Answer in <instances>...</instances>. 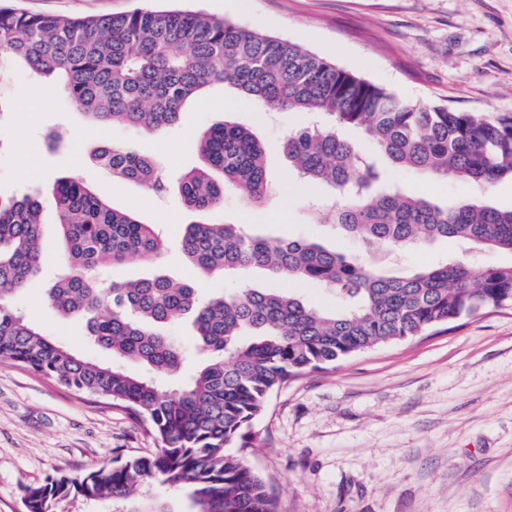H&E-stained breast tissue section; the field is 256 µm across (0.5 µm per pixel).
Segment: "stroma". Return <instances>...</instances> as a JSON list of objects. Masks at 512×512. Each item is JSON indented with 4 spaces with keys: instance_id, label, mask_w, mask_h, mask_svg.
<instances>
[{
    "instance_id": "obj_1",
    "label": "stroma",
    "mask_w": 512,
    "mask_h": 512,
    "mask_svg": "<svg viewBox=\"0 0 512 512\" xmlns=\"http://www.w3.org/2000/svg\"><path fill=\"white\" fill-rule=\"evenodd\" d=\"M147 0H22L34 14L107 16ZM157 7L198 10L302 45L337 67L401 97L459 112L512 116V0H157ZM232 118L263 143L273 189L258 203L228 193L211 223L240 225L253 235L310 238L354 256L366 249L338 234L334 201L321 187L298 182L283 142L308 124L298 112H261L221 85L191 103L182 121L145 134L87 122L62 89L22 67L0 82V194L40 193L43 263L39 280L16 304L46 336L75 353L108 362L83 323L59 317L45 291L63 270L54 181L72 173L115 207L136 213L177 241L198 221L178 193L158 196L104 174L92 150L129 142L177 176L201 164L198 140ZM37 162L19 172L21 150ZM406 194L437 201L474 194L452 179L399 170ZM462 257L474 271L512 264V254L465 249L454 239L383 254L406 272ZM163 272L200 280L222 292L220 277L199 279L177 251L152 264L107 266L120 282ZM251 287H278L317 306L341 300L313 281L248 277ZM262 443L248 459L277 497L279 512H512V306L441 325L309 372L275 390L253 424ZM156 439L111 402L78 395L53 379L0 363V512H24L23 486L59 472L72 475L114 458L147 454Z\"/></svg>"
}]
</instances>
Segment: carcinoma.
<instances>
[{"instance_id":"cac0c4a2","label":"carcinoma","mask_w":512,"mask_h":512,"mask_svg":"<svg viewBox=\"0 0 512 512\" xmlns=\"http://www.w3.org/2000/svg\"><path fill=\"white\" fill-rule=\"evenodd\" d=\"M26 65L59 79L92 122L144 133L177 125L191 101L215 84L264 112H302L315 123L288 135L284 151L306 185L335 195L334 223L366 246L392 250L454 238L472 248L512 253V208L480 197L443 202L411 197L389 183L410 169L483 189L512 181V117H487L412 103L301 46L193 10L137 8L71 18L31 14L0 0V66ZM355 128L373 155L343 134ZM202 165L172 181L128 144L98 148L94 159L114 179L155 194L175 189L193 212L224 207L226 188L249 202L272 189L263 145L224 120L199 139ZM65 271L47 301L86 322L112 363L83 357L45 336L15 307L42 265L39 193L0 197V361L48 376L79 395L112 401L160 443L78 476L57 473L22 490L25 512H55L81 498L145 506L139 490L161 482L184 490L190 512H278L276 498L243 456L255 447L253 421L270 394L308 372L380 345L418 336L488 308L512 304V265L475 275L468 263L396 274L308 238L248 235L236 224L193 222L178 248L203 275L235 279L261 268L273 279L317 281L346 305L327 311L277 288L235 285L204 297L195 282L162 274L122 283L98 278L101 264L153 262L168 243L152 224L113 207L79 177L52 188ZM188 319L202 360L176 385L184 350L167 328ZM139 367L131 371L127 363Z\"/></svg>"}]
</instances>
